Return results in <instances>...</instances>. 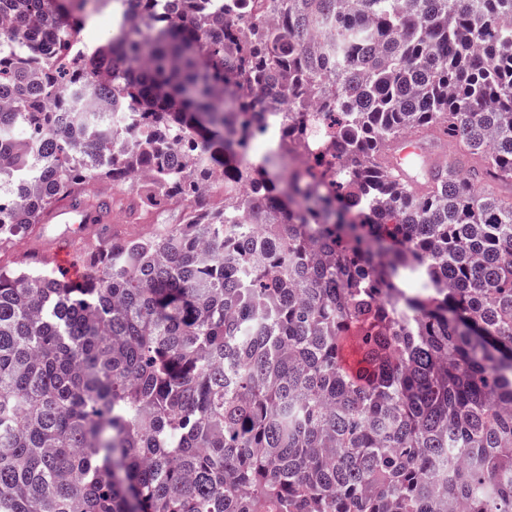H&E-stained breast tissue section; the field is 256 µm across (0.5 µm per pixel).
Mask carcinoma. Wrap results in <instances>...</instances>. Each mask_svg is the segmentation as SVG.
Wrapping results in <instances>:
<instances>
[{"label":"carcinoma","mask_w":512,"mask_h":512,"mask_svg":"<svg viewBox=\"0 0 512 512\" xmlns=\"http://www.w3.org/2000/svg\"><path fill=\"white\" fill-rule=\"evenodd\" d=\"M1 18L0 250L63 200L158 228L80 237V283L0 265V512H512V202L477 189L512 186V0ZM267 83L303 99L255 165ZM111 12L104 10L99 12L78 33L77 37L93 46H103L112 38Z\"/></svg>","instance_id":"carcinoma-1"}]
</instances>
